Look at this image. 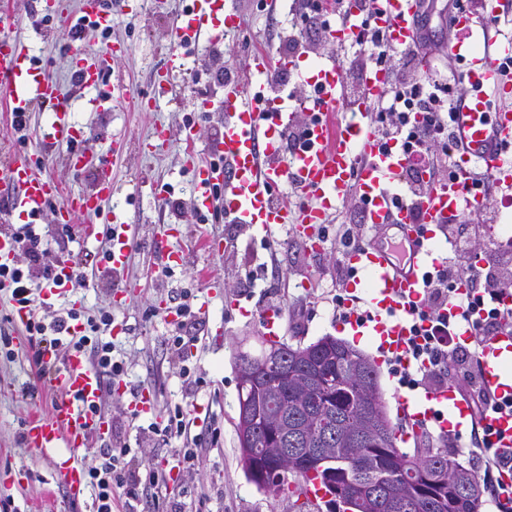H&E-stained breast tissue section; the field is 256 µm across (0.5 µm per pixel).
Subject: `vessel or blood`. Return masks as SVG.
<instances>
[{"instance_id":"vessel-or-blood-1","label":"vessel or blood","mask_w":512,"mask_h":512,"mask_svg":"<svg viewBox=\"0 0 512 512\" xmlns=\"http://www.w3.org/2000/svg\"><path fill=\"white\" fill-rule=\"evenodd\" d=\"M418 10L419 0H377L373 20L388 30L391 45L399 48L416 41ZM75 25L103 30L110 27L111 17L99 0H84ZM243 25L241 13L229 0H184L174 39L183 49L203 39L217 46ZM125 51L123 44L116 43L108 45L103 54L81 59L76 80L81 88L95 92L99 106H111L115 99L114 93L101 89L100 76L107 62ZM448 52L463 61L468 87L454 113L463 143L458 164L465 171L487 165L492 176L512 188V83L496 73L499 57L512 55V41L488 38L468 45L455 41L449 44ZM284 65L274 50L258 52L249 64L251 85L225 89L224 132L216 147L219 163L200 164L191 155L185 161L193 173L192 206L200 213L210 210L213 192L220 186L226 216L263 230L295 224L313 240L320 224L326 223L347 198L349 189H356L367 203L369 223L377 226L380 234L370 246L346 256L345 263L353 274L350 286L363 296L382 352L402 353L411 324L404 303L418 297L425 273L437 264L441 255L438 226L458 207L462 187L456 182H432L427 200L416 212L396 203L394 187L406 164L404 155L399 149L384 147L368 122L374 103L387 93L385 74L370 71L365 97L339 118L334 109L343 93L344 71L341 65L320 58L309 64L302 77L311 88L302 103L309 118L308 136L292 157L279 160V134L295 114L283 99L267 94L265 81ZM0 91L5 92L15 112H29L39 105L49 107L42 150L64 146L70 169L88 164L89 152L81 146L84 133L73 119L69 102L29 49L5 33L0 35ZM6 173L7 181L0 188L10 195L11 217L22 224L36 223L55 197L60 200L57 222L69 223L75 215L98 211L102 201L112 196V180L104 172L93 191L60 197L53 182L35 174L33 159L27 155L13 156L6 164ZM288 185L301 196V206L273 203V194ZM110 225L112 241L106 263L117 274L128 260L129 226L119 210L113 211ZM174 231V226H166L154 243L158 260L166 267L182 265L184 259L181 251L167 245ZM511 358L510 333L497 336L479 354L485 387L508 401H512V378L502 364ZM53 380L61 398L49 417H35L27 423V445L44 450L63 442L75 451L92 436L104 435L105 419L91 417L88 411L102 397L104 383L82 353H70L62 360L54 369ZM442 403L447 404L450 416L444 424L446 430L458 431L469 424L467 404L451 389L425 394L419 402L402 400L400 410L406 413L411 432L416 433L432 416L434 405ZM56 471L70 499L84 500V469L73 458L64 457L57 461Z\"/></svg>"}]
</instances>
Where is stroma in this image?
I'll use <instances>...</instances> for the list:
<instances>
[{"label": "stroma", "instance_id": "1", "mask_svg": "<svg viewBox=\"0 0 512 512\" xmlns=\"http://www.w3.org/2000/svg\"><path fill=\"white\" fill-rule=\"evenodd\" d=\"M49 0H0L9 13L7 33L25 42L41 65L71 102L75 122L85 133V145L96 157L95 164L82 170L69 169L58 153L39 155L38 147L46 128L47 113L31 114L26 143L13 144L6 96L0 94V160L16 153L33 154L36 175L58 183L61 196L91 190L101 170L112 179V196L99 212L79 215L61 226L54 210L42 219L50 237L69 232L65 246L79 253L86 273H101L106 224L113 208L124 209L134 233L124 278L132 289L115 299V288L102 280L95 288L68 291L67 304L97 316L110 311L121 332L112 334V355L123 361L126 381L143 384L152 391L155 411L137 413L125 393L107 390L104 416L122 432L129 445L126 456L131 467L146 473L149 464L169 459L173 447L162 440L137 442L138 428L165 426L182 404L181 368L190 366L201 374L196 405L201 419L192 426L205 455L187 470L173 471L177 489L187 503V512H339L336 503L312 500L304 494L302 480L289 479L284 492L270 496L249 482L243 471L236 435L238 421V376L234 365L237 351L253 349L264 339L263 281L244 284L245 267L266 269L283 298L280 307L287 323L280 341L305 346L330 335L349 340L351 345L373 359L380 373V386L388 417L404 426L399 412L400 398H414L416 390L401 386L389 359L383 358L376 340L366 329L348 335L336 320V282L344 268L336 264L334 239L312 246L295 225L270 231L235 224H178L179 233L170 238L172 248L183 251V265L162 268L152 247L161 225L175 222L164 203L154 196L156 186L170 185L173 197L190 198L192 175L184 167L187 154L203 163L212 162L214 140L224 122L222 112L203 110V101L218 102L220 87H205L208 71L230 67L239 86H247V52L237 36L227 37L214 47L208 44L187 51L185 66L175 79L173 93L157 99L150 108L137 110V100L149 96L160 75L163 60L173 52L170 29L182 8L181 0H100L112 16V41L125 44V55L112 59L102 73L104 85L117 97L110 110L100 111L73 85L67 20L75 15L82 0H50L55 11L45 14ZM262 0H233L244 19L255 51L275 48L280 37L292 29L291 0H278L275 11L261 8ZM196 132L186 141V126ZM164 128L166 139L141 150L155 128ZM106 167H99V160ZM176 223V222H175ZM267 279V280H268ZM189 288L194 293L193 310L204 324L201 341L187 350L185 365L168 357L172 334L168 313L174 301L171 291ZM14 304L8 291H0V512H94L92 501L70 500L57 477L54 463L66 454V446L39 453L27 447L23 435L31 416H48L59 394L49 382L39 380L31 361V350L22 346L27 335L15 326ZM436 421H428L420 439L433 448L447 447L465 465L483 472L485 460L470 446V431L462 429L452 445H444Z\"/></svg>", "mask_w": 512, "mask_h": 512}]
</instances>
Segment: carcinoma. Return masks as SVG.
<instances>
[{
    "instance_id": "1",
    "label": "carcinoma",
    "mask_w": 512,
    "mask_h": 512,
    "mask_svg": "<svg viewBox=\"0 0 512 512\" xmlns=\"http://www.w3.org/2000/svg\"><path fill=\"white\" fill-rule=\"evenodd\" d=\"M267 367L261 383L239 380L238 404L251 410L253 442L239 446L241 459L262 457L266 470L260 479L246 473L248 480L261 490L271 487L280 491L286 474L306 478L309 472L328 488L336 487V501L352 512H388L385 501L371 497L372 487L380 485L386 495L401 493V469L412 460L416 472H425L431 483V495L414 512H480L482 499L472 497L467 486L479 483L477 475L446 448H416L408 453L398 446L399 428L387 417L384 400L372 407L365 399L363 380H369L380 391L379 376L374 363L347 342L324 336L305 346L288 347V366L276 343L258 354L240 352L237 359ZM309 382L312 408L296 403L293 380ZM288 414V435L297 443L288 447L300 449L297 457L304 458L307 448H334L336 460L319 469L300 465L286 472L265 449L271 447L266 430L275 412ZM377 414L384 423L380 434L350 431L364 412Z\"/></svg>"
}]
</instances>
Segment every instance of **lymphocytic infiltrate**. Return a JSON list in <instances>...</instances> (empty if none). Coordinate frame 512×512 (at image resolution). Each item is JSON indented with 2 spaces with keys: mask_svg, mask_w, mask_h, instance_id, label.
I'll list each match as a JSON object with an SVG mask.
<instances>
[{
  "mask_svg": "<svg viewBox=\"0 0 512 512\" xmlns=\"http://www.w3.org/2000/svg\"><path fill=\"white\" fill-rule=\"evenodd\" d=\"M350 2L329 0L323 6L318 0H292L297 23L295 35L288 39L289 51L297 50L301 37H330L331 16H351ZM358 9L354 42L366 48L367 58L363 67L350 68L343 96L350 101L363 97L365 70L385 73L389 103L373 109L370 123L382 142L395 143L407 154L400 174L404 201L415 205L426 199L435 179L459 182L467 189L477 186L483 195L470 209L449 216L441 225L448 251L425 278L420 297L408 303L412 319L408 352L398 357L397 363L401 385L442 390L453 379L465 387L474 418L483 422L473 446L485 451L491 446L493 431L484 420L499 410L500 404L484 388L478 354L502 330H512V305L502 302L504 296H512V247L493 233L499 211L487 201L497 182L479 170H460L451 119L462 90L458 84L449 83L447 75L422 70L420 56L425 42L393 48L387 29L372 20L369 0H360ZM5 230L15 241V252L11 260L0 263V282L11 283L12 300L30 312L25 330L35 345L32 359L38 365L43 352L58 350L80 314L74 308L51 312L36 303L34 285L53 283L57 264L33 225L9 224ZM465 327L473 333L468 343L459 339ZM74 347L86 354L89 366L103 378L112 381L124 376L125 367L113 359L111 343L92 341L83 335ZM126 450L122 435L113 434L100 441L96 463L87 471L96 512H112L118 498L126 512H135L144 501H163L169 503L170 512H185L167 483L159 481L157 472H149L143 481L126 467Z\"/></svg>",
  "mask_w": 512,
  "mask_h": 512,
  "instance_id": "1",
  "label": "lymphocytic infiltrate"
}]
</instances>
